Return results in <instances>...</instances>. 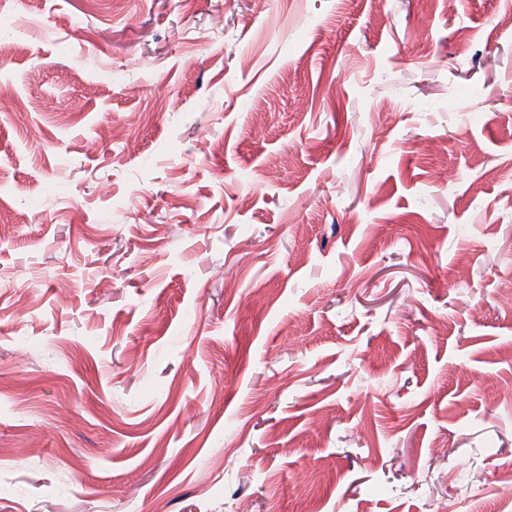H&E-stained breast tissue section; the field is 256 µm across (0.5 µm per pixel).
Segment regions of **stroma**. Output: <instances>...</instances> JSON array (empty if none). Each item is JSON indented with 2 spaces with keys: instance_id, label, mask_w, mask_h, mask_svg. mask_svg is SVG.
I'll return each mask as SVG.
<instances>
[{
  "instance_id": "1",
  "label": "stroma",
  "mask_w": 512,
  "mask_h": 512,
  "mask_svg": "<svg viewBox=\"0 0 512 512\" xmlns=\"http://www.w3.org/2000/svg\"><path fill=\"white\" fill-rule=\"evenodd\" d=\"M0 93V512H498L512 0H0Z\"/></svg>"
}]
</instances>
